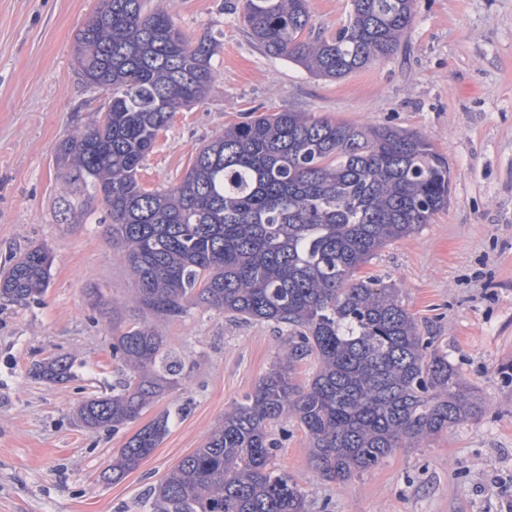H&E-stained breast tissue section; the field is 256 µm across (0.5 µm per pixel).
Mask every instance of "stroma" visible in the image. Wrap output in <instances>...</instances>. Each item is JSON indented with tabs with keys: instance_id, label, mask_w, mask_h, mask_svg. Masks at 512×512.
Wrapping results in <instances>:
<instances>
[{
	"instance_id": "35a3bbf8",
	"label": "stroma",
	"mask_w": 512,
	"mask_h": 512,
	"mask_svg": "<svg viewBox=\"0 0 512 512\" xmlns=\"http://www.w3.org/2000/svg\"><path fill=\"white\" fill-rule=\"evenodd\" d=\"M242 3L168 0L189 39L216 37L217 77L203 101L173 113L140 183L176 186L205 141L255 110L420 133L448 159V206L360 273L396 284L421 335L484 406L346 481L315 470L307 434L287 418L276 467L306 491L309 512H512V0H417L398 51L336 81L266 54ZM96 4L0 0V266L33 245L54 255L39 299L0 310V512H144L142 498L288 352L287 331L270 322L201 309L155 320L182 370L142 418L169 414V431L137 470L104 481L137 426L90 430L76 410L123 381L113 328L143 314L103 207L79 224L60 223L55 210L65 188L57 147L107 99L81 84L73 53ZM309 10L313 33L330 36L348 22L351 0H309ZM92 288L111 308L92 306ZM60 355L73 361L71 378L33 377L34 364Z\"/></svg>"
}]
</instances>
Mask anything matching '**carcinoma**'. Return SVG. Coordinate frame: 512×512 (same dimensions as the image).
I'll return each mask as SVG.
<instances>
[{
  "label": "carcinoma",
  "instance_id": "obj_1",
  "mask_svg": "<svg viewBox=\"0 0 512 512\" xmlns=\"http://www.w3.org/2000/svg\"><path fill=\"white\" fill-rule=\"evenodd\" d=\"M415 17V0H352L347 25L311 39L308 0H244L243 12L267 54L336 80L396 53ZM75 45L80 78L110 87L112 103L58 145L68 186L59 215L78 224L103 205L143 316L201 308L289 330L286 358L151 489V512H307L305 492L271 466L282 439L270 424L284 417L307 433L316 470L344 481L482 412L448 356L428 353L399 289L357 276L381 248L448 207L447 157L415 132L285 109L224 128L178 185L147 190L138 172L173 112L207 94L216 41L189 40L146 0H98ZM53 262L43 245L11 260L0 271V303L40 296ZM312 355L317 371L296 383L294 363ZM112 358L132 375L112 396L79 406L91 430L140 419L177 374L145 320L112 337ZM34 374L64 381L71 363L47 360ZM168 431L167 414L143 425L103 478L137 469Z\"/></svg>",
  "mask_w": 512,
  "mask_h": 512
}]
</instances>
